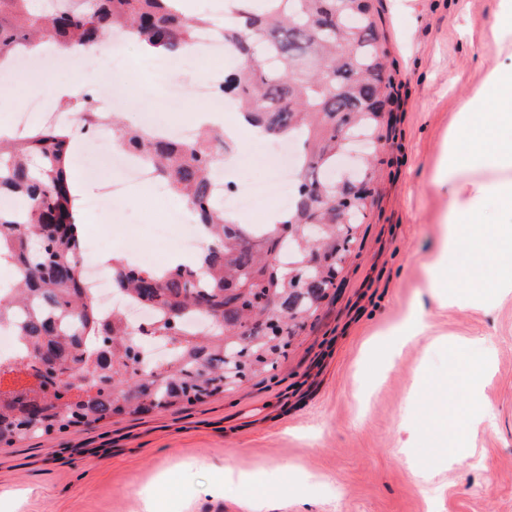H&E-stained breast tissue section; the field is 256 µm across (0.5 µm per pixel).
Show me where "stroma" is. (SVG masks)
Masks as SVG:
<instances>
[{"label":"stroma","instance_id":"stroma-1","mask_svg":"<svg viewBox=\"0 0 512 512\" xmlns=\"http://www.w3.org/2000/svg\"><path fill=\"white\" fill-rule=\"evenodd\" d=\"M498 0H382L381 22L396 87L382 140L376 201L336 286L295 336L275 378L187 410L115 417L64 435L0 448V512H246L260 495L273 512H512V297L489 310L459 311L426 300L447 192L431 184L463 102L502 59L490 33ZM139 91L120 114L163 105L139 45L124 55ZM121 223L97 216L84 239L127 249L137 241L166 262L180 234L170 223L185 203L169 190ZM425 301L428 330L386 365L377 332ZM466 344L452 358L449 341ZM467 373L494 427L469 435L462 463L445 464L414 419L435 421L421 381L449 385L464 402ZM255 474L251 485L211 495L225 467Z\"/></svg>","mask_w":512,"mask_h":512}]
</instances>
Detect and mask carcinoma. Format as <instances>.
<instances>
[{
  "label": "carcinoma",
  "mask_w": 512,
  "mask_h": 512,
  "mask_svg": "<svg viewBox=\"0 0 512 512\" xmlns=\"http://www.w3.org/2000/svg\"><path fill=\"white\" fill-rule=\"evenodd\" d=\"M45 15L27 0H0V60L47 33L75 49L123 30L141 47L173 57L192 42L202 19L184 0H52ZM232 34L239 65L224 79V93L239 102L245 122L265 135L299 138L304 155L293 172L296 192L278 224L257 230L228 218L215 205L214 173L226 149L224 132L203 129L191 146L158 141L146 133L119 135L140 152L168 187L185 198L209 232L200 263L164 271L112 266L118 291L158 311L148 334L167 336L172 324L198 314L204 334L184 335L177 353L158 370L137 374V345L119 312L103 316L80 266L82 231L70 181V131L51 123L0 141V197L20 208L0 207V260L14 266L13 295L0 300V325L24 350L0 362V384L15 374L40 375L47 360L69 371L75 401L43 399L17 379L0 387V446L61 435L114 416L192 406L236 390L276 370L293 336L312 319L335 287L357 230L374 205L368 196L351 224L336 223L346 190L336 187V151L362 137L368 154L383 139L394 84L385 76L386 38L376 0H237ZM292 226L282 236L281 225ZM306 224L326 231L313 243ZM320 257L306 288H294L287 264ZM254 360L239 361L242 338Z\"/></svg>",
  "instance_id": "carcinoma-1"
}]
</instances>
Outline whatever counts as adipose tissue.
Instances as JSON below:
<instances>
[{"mask_svg": "<svg viewBox=\"0 0 512 512\" xmlns=\"http://www.w3.org/2000/svg\"><path fill=\"white\" fill-rule=\"evenodd\" d=\"M485 84L458 113L433 177L452 203L426 286L440 306L459 310L512 294V61L492 68ZM436 423L434 445L444 448L460 433L489 428L490 419L475 400Z\"/></svg>", "mask_w": 512, "mask_h": 512, "instance_id": "ef3b65f1", "label": "adipose tissue"}]
</instances>
